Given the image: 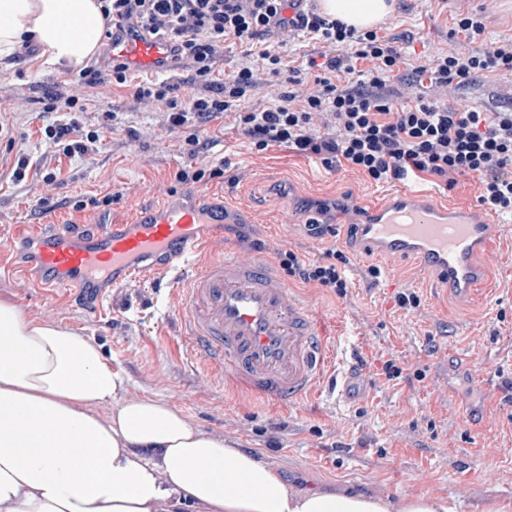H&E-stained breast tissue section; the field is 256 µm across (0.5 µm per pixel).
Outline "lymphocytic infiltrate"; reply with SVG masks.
<instances>
[{
	"label": "lymphocytic infiltrate",
	"instance_id": "1",
	"mask_svg": "<svg viewBox=\"0 0 512 512\" xmlns=\"http://www.w3.org/2000/svg\"><path fill=\"white\" fill-rule=\"evenodd\" d=\"M289 0H102L109 29L135 22L143 33L172 44L177 60L193 72L203 90L186 97L168 81L138 85L134 97L147 106L163 105L172 128L201 125L231 116L254 149L281 144L316 158L328 170L345 167L369 181L388 183L426 173L453 188L458 177L479 182V203L499 216L512 217V113L460 111L420 101L396 105L384 92L391 73L404 62L394 39L363 33L308 9L288 16ZM301 36L323 44L321 74L311 88L278 96L264 108L245 98L265 73H279V49ZM249 45V60L228 82L214 80V64L227 40ZM363 60L367 69L356 70ZM512 71V39L459 55L437 57L418 67L435 85L459 84L478 72ZM332 118L333 132H318L316 122ZM288 275L346 294L343 253L329 250L324 261L307 262L295 251L278 253Z\"/></svg>",
	"mask_w": 512,
	"mask_h": 512
}]
</instances>
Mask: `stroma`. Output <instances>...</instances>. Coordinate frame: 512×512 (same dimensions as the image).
<instances>
[{
    "instance_id": "stroma-1",
    "label": "stroma",
    "mask_w": 512,
    "mask_h": 512,
    "mask_svg": "<svg viewBox=\"0 0 512 512\" xmlns=\"http://www.w3.org/2000/svg\"><path fill=\"white\" fill-rule=\"evenodd\" d=\"M470 14L482 18V42L457 31L456 20ZM376 30L395 38L407 58L387 84L398 101L512 111V74L481 72L448 89L414 83L410 75L411 67L446 52L468 55L512 37V0H470L464 8L456 0H395ZM147 79L135 70L124 85L89 87L76 70L43 65L34 45L0 59V103L7 105L0 126L10 134L12 156L28 162L22 181H0V247L16 224L79 230L95 217L127 223L137 207L181 196L178 174L206 159L225 169L199 187L235 208L224 227L230 252L273 261L278 250L291 249L317 261L336 249L347 257L346 295L288 279L323 320L331 354L323 381L284 408L224 387L191 354L177 284L169 278L115 289L94 312L68 292L47 297L26 288L17 279L27 263L21 250L16 276H0V299L89 338L124 376L128 395L166 402L203 431L275 462L295 490L363 492L396 503L429 493L446 499L453 512H480L487 503L512 512V403L504 400L512 381V248L488 261L491 280L475 299L438 293L413 262L376 261L349 246L354 212L390 185L325 170L282 145L252 150L228 117L198 127L204 148L192 158L184 143L188 129L168 128L164 112L144 111L136 101L135 87ZM55 90L84 98V110L46 111ZM108 111L116 115L109 130L103 127ZM71 120L99 132L97 150L67 156L43 138L46 126ZM411 185L451 207L478 196L468 176L449 190L431 176ZM107 194L112 202L105 205ZM314 221L333 224L334 234L311 240L305 225ZM373 264L381 269L376 279L364 275ZM409 292L420 305L401 309L397 299ZM390 359L402 369L391 381L382 373ZM460 399L467 400L470 418L454 414Z\"/></svg>"
}]
</instances>
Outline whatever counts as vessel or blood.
Returning a JSON list of instances; mask_svg holds the SVG:
<instances>
[{
    "label": "vessel or blood",
    "mask_w": 512,
    "mask_h": 512,
    "mask_svg": "<svg viewBox=\"0 0 512 512\" xmlns=\"http://www.w3.org/2000/svg\"><path fill=\"white\" fill-rule=\"evenodd\" d=\"M111 56L146 73L172 61L168 42L131 22L113 39ZM226 214L207 192L195 190L139 208L126 224L99 221L78 234L18 224L13 237L34 246L27 276L36 288L47 296L70 292L93 309L106 290L178 269L188 254L223 246ZM356 241L368 253L414 258L438 275L443 291L469 293L489 277L474 265V255L507 244L473 208L448 209L408 186L368 207L356 223ZM183 296L184 332L225 386L284 404L320 381L326 365L322 323L269 261L245 263L229 254L209 259L188 277Z\"/></svg>",
    "instance_id": "b4317fda"
}]
</instances>
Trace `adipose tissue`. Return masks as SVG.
<instances>
[{
  "label": "adipose tissue",
  "mask_w": 512,
  "mask_h": 512,
  "mask_svg": "<svg viewBox=\"0 0 512 512\" xmlns=\"http://www.w3.org/2000/svg\"><path fill=\"white\" fill-rule=\"evenodd\" d=\"M359 29L387 0H320ZM105 28L99 0H0V57L26 41L47 65L81 67ZM89 339L0 300V512H451L440 497L295 491L251 451L176 408L129 398Z\"/></svg>",
  "instance_id": "ef3b65f1"
}]
</instances>
